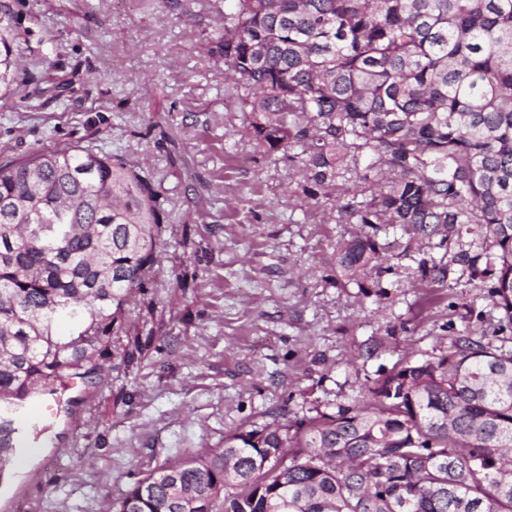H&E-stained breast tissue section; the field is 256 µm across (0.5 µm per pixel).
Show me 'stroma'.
Returning a JSON list of instances; mask_svg holds the SVG:
<instances>
[{
	"label": "stroma",
	"instance_id": "1",
	"mask_svg": "<svg viewBox=\"0 0 512 512\" xmlns=\"http://www.w3.org/2000/svg\"><path fill=\"white\" fill-rule=\"evenodd\" d=\"M224 0H0L18 59L0 109V165L89 147L148 174L164 202L151 291L157 348L69 399L0 482V512H100L129 472L223 446L227 433L333 412L404 360L439 355L469 327L512 344L487 289L416 283L412 260L357 287L336 248L357 230L297 200L280 154L255 151L215 52ZM195 225L198 254L184 253ZM193 293L172 292L180 265ZM131 400L114 405L112 393Z\"/></svg>",
	"mask_w": 512,
	"mask_h": 512
}]
</instances>
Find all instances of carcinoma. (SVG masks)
Here are the masks:
<instances>
[{
  "instance_id": "carcinoma-1",
  "label": "carcinoma",
  "mask_w": 512,
  "mask_h": 512,
  "mask_svg": "<svg viewBox=\"0 0 512 512\" xmlns=\"http://www.w3.org/2000/svg\"><path fill=\"white\" fill-rule=\"evenodd\" d=\"M217 39L254 146L293 162L306 205L346 192L332 220L359 231L337 251L343 275L415 253V280L457 267L512 326V0H224ZM35 197L36 210L0 211V480L21 452L6 409L94 379L115 336L127 369L155 349V330L125 319L135 292L156 313L163 209L149 179L82 147L0 165V202ZM196 279L185 265L173 288ZM369 392L138 473L102 512H512V349L466 328Z\"/></svg>"
}]
</instances>
